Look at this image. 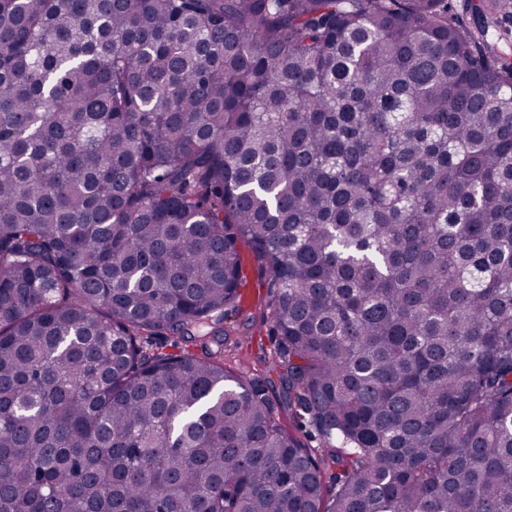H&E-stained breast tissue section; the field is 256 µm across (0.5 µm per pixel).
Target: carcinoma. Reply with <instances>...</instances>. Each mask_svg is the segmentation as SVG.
I'll list each match as a JSON object with an SVG mask.
<instances>
[{"label": "carcinoma", "instance_id": "cac0c4a2", "mask_svg": "<svg viewBox=\"0 0 512 512\" xmlns=\"http://www.w3.org/2000/svg\"><path fill=\"white\" fill-rule=\"evenodd\" d=\"M508 8L0 0V512H512ZM241 250L247 276L243 288L251 291L253 302L242 303L239 314L224 318L229 331L224 336V367L237 376L259 380L273 377L269 368L276 358L278 342L269 330V279L259 275L252 252L245 247ZM281 419L288 430L294 433L297 438L306 445V447L315 449L326 448L324 439L318 435L312 426H310V424L307 422V419L303 420L304 424H302V429L297 428V426L300 424V420H294L292 415L288 414V411L286 413L283 412Z\"/></svg>", "mask_w": 512, "mask_h": 512}]
</instances>
